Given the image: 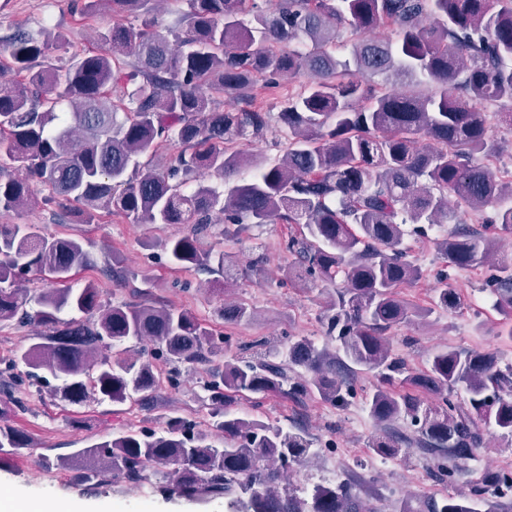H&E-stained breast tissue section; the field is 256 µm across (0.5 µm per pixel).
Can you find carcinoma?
Returning a JSON list of instances; mask_svg holds the SVG:
<instances>
[{
  "instance_id": "carcinoma-1",
  "label": "carcinoma",
  "mask_w": 512,
  "mask_h": 512,
  "mask_svg": "<svg viewBox=\"0 0 512 512\" xmlns=\"http://www.w3.org/2000/svg\"><path fill=\"white\" fill-rule=\"evenodd\" d=\"M148 3L89 0L83 13L109 4L116 18L99 33L105 49L62 66L39 63L62 41L46 27L18 33L0 48V208L34 203L36 183L48 191L44 202L76 203L84 215L102 210L134 224L193 223L166 249L177 264L207 273L214 272L211 253L198 231L213 216L229 224H303L309 236L288 241L296 261L284 275L296 283L342 281L325 316L336 346L331 352L302 336L279 361L269 354L204 369L213 405L209 433L179 416L160 432L121 434L53 461L44 456L40 466L76 465L79 482L95 487L143 484L170 466L165 495L222 497L227 512H376L353 479L309 492L293 487L288 469L320 454L306 431L229 409L239 393L317 396L343 407L356 395L358 371L369 370L378 384L366 407L380 429L370 451L388 458L413 448L434 480L457 482L483 445L480 425L512 438V365L500 366L492 353L448 347L412 371L385 333L410 320L396 289L420 277L403 240L450 223L449 198L479 213L493 208L483 223L512 234V175L493 168L500 145L476 106H497L499 124L512 128V0H186L179 28L167 31ZM125 14L142 17L141 24L117 21ZM379 29L394 38L374 36ZM343 36L351 47L345 59L336 55ZM299 75L306 77L301 91L281 100L283 154L271 159L237 148L270 126V112L255 101V78L276 95L285 79ZM407 82L422 90L402 93ZM210 89L235 91L240 107L215 111ZM170 141L182 146L170 168L140 162ZM242 168L254 176L233 181ZM189 180L196 188L187 193ZM497 244L494 236L458 228L437 248L467 268L489 263ZM89 262L76 239L49 240L34 224L0 225V325L43 328L23 359L64 379L66 400L123 402L132 392L153 398V363L139 355L98 356L109 344L136 339L174 365L210 362L213 332L194 314L109 303L92 283L46 288L39 309L26 310L23 275L35 268L59 279ZM495 268L497 305L511 317L512 262ZM440 284L438 303L460 305L447 275ZM65 308L82 317L60 318ZM218 313L226 323L253 317L230 301ZM406 385L437 402L401 392ZM29 447L30 437L0 411V450ZM509 491L512 470L498 469L470 482L462 498L424 502L423 512H495V499Z\"/></svg>"
}]
</instances>
